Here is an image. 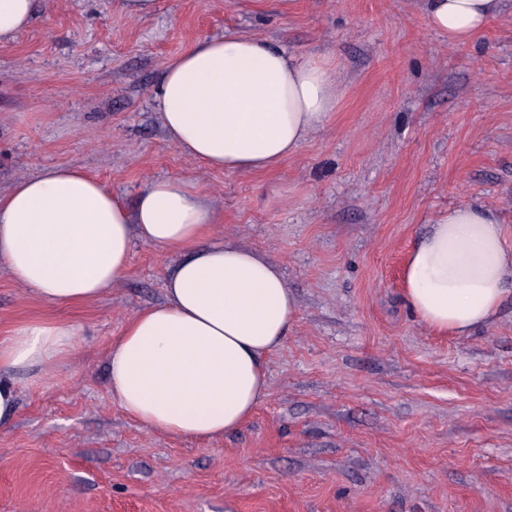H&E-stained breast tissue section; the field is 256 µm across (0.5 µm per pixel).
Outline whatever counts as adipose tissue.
Here are the masks:
<instances>
[{"instance_id": "1", "label": "adipose tissue", "mask_w": 512, "mask_h": 512, "mask_svg": "<svg viewBox=\"0 0 512 512\" xmlns=\"http://www.w3.org/2000/svg\"><path fill=\"white\" fill-rule=\"evenodd\" d=\"M501 0H429L431 27L455 46L476 38ZM331 60L228 33L169 61L153 91L168 140L208 170L262 172L295 154L336 107ZM219 217L200 187L156 179L127 206L82 170L55 165L0 193V268L34 298L82 304L125 276L134 242L179 252L162 303L113 343L112 397L134 421L209 440L241 428L268 391L266 357L288 336L297 301L255 250L201 240ZM403 295L428 329L465 336L512 292V248L497 213L461 205L409 251ZM82 327L55 319L0 336V426L18 406L16 373L52 378Z\"/></svg>"}]
</instances>
